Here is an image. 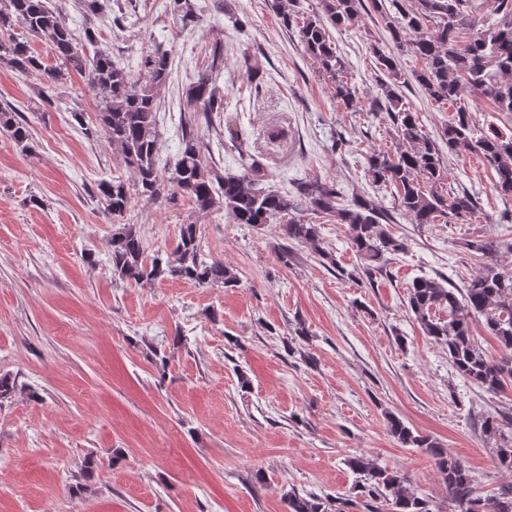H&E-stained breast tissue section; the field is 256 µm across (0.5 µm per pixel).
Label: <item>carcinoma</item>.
Listing matches in <instances>:
<instances>
[{
	"instance_id": "carcinoma-1",
	"label": "carcinoma",
	"mask_w": 512,
	"mask_h": 512,
	"mask_svg": "<svg viewBox=\"0 0 512 512\" xmlns=\"http://www.w3.org/2000/svg\"><path fill=\"white\" fill-rule=\"evenodd\" d=\"M471 2L414 0L408 8L401 0H391L398 13L391 19L386 0H371L373 9L386 19L393 43H401L409 32H425L411 42V53L424 63L416 80L427 97L456 112L443 131L448 147L482 158L493 173L496 192L512 198V135L496 129L475 133L471 113L461 104L464 93L478 90L492 102L494 111L512 117V81L504 79L512 74V0H495L492 14L500 19L468 36L466 31L475 25L468 10ZM320 3V12L306 17L286 7L283 0H272L271 7L285 27L296 29L318 72L331 80L337 103L351 110L359 101L358 91L349 79L347 63L336 51L330 29L354 22L366 8L365 0ZM165 10L184 29L198 24L202 17L192 0H166ZM18 24L27 35L15 33ZM34 40L49 48L54 64L45 63L34 51ZM172 53L158 44L141 55L133 70L128 61L98 47L93 30L74 27L68 14L49 0H5L0 7V66L20 76L39 74V106L65 111L62 88L73 72L85 78L98 99L95 120L88 122L79 112L73 118L84 135L103 137L115 146L121 165L134 176L131 187L119 177L97 185L99 201L117 220L123 219L134 194L153 204L180 195L200 213L226 210L236 224H275L286 241L308 245L335 265L336 258L323 247V224L319 219H304L303 212L310 211L320 219L334 218L345 227L357 260L354 272L362 273L370 282L393 257L404 252L405 242L391 232L390 219L381 207L364 196L341 202L342 193L334 181L315 177L298 183L294 194L263 187L269 178L267 165L261 155L246 148L232 129L230 117L224 119V126L243 172L224 174L207 162L209 149L197 128L211 125L215 113L226 111L224 98L216 93L217 80L224 72L221 46L212 49L208 67L182 89L177 149L171 156L163 155L158 90L170 80ZM374 54L392 82L381 84V93L372 96L371 108L390 112L402 146L367 155L372 181L393 189L400 209L413 224L467 220L475 214V197L467 191L445 194L438 190L437 185L445 178L442 154L423 132L416 113L402 102L394 57L377 46ZM0 128L21 151L34 150L30 124L21 110L1 108ZM199 233V225L188 220L180 225L170 253L150 256L135 225L121 224L110 240L112 276L139 285L170 278L202 288L238 287L239 277L223 260L202 253ZM469 248L485 259L482 268L462 279L460 286L434 277L413 279L408 287V309L426 336L447 347L448 362L457 375L487 393L498 394L512 387V275L498 270L497 258L503 251L512 252V241L489 238L472 241ZM475 321L482 322L497 341L498 354H488L476 345L472 331ZM18 391L16 377L0 375V403ZM385 419L388 433L398 443L420 448L433 459L456 512H512V484L490 494L480 493L464 460L448 454L440 443L413 430L395 414L387 412ZM481 429L499 438L496 463L512 471V413L485 414ZM347 465L356 476L355 498H322L292 490L284 496L287 512H352L357 507L363 512H437L430 499L414 491L405 473L365 453L353 455Z\"/></svg>"
}]
</instances>
